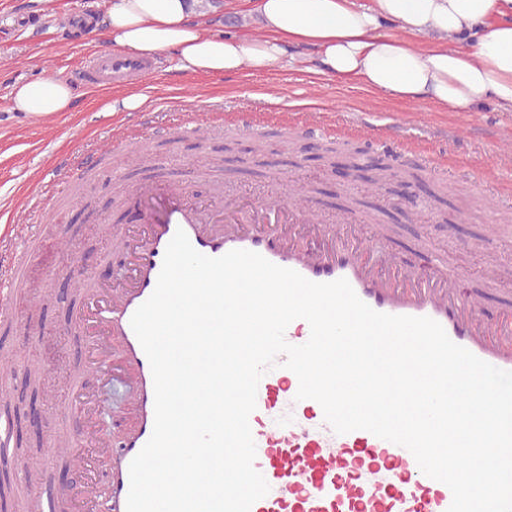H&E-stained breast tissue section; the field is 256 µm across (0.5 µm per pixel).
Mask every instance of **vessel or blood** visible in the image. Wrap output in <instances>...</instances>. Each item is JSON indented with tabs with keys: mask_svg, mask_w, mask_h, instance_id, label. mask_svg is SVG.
I'll list each match as a JSON object with an SVG mask.
<instances>
[{
	"mask_svg": "<svg viewBox=\"0 0 512 512\" xmlns=\"http://www.w3.org/2000/svg\"><path fill=\"white\" fill-rule=\"evenodd\" d=\"M151 70L147 60L100 53L81 78L94 87L112 88L140 82ZM138 207L145 216L138 232L122 225L109 230L125 256L118 281L96 282L79 256L68 259L67 279L80 292L68 332L82 347L79 368L69 380L71 400L81 414L94 410L96 396L89 382L111 374L108 348L117 336L137 414L135 427L120 440L111 441L104 431L97 434L101 451L117 460L106 473L102 494L93 485L97 474L84 430L68 428L66 449L88 480L83 493L70 494L71 512H127L130 463L151 438L155 421L152 370L131 319L153 294L167 246L180 230L196 251L209 257L249 250L313 282L346 279L373 310L431 318L455 344L512 371V309L499 319L483 318L464 273L449 270L432 255L402 263L382 233L362 242L354 217L317 224L288 209L273 190L243 224L236 205L211 206L193 184L168 180L146 183ZM40 231V225L30 224L25 234H10L0 256V319L15 323L28 342L39 329L19 320L12 296L36 256ZM285 361V355H278L274 366L264 370L249 416L254 467L269 485L250 512H448L450 488L427 476L406 447L366 430L337 433L318 402L297 399L299 381Z\"/></svg>",
	"mask_w": 512,
	"mask_h": 512,
	"instance_id": "1",
	"label": "vessel or blood"
}]
</instances>
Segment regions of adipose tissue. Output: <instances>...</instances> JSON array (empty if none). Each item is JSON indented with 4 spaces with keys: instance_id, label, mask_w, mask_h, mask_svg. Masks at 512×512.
<instances>
[{
    "instance_id": "obj_1",
    "label": "adipose tissue",
    "mask_w": 512,
    "mask_h": 512,
    "mask_svg": "<svg viewBox=\"0 0 512 512\" xmlns=\"http://www.w3.org/2000/svg\"><path fill=\"white\" fill-rule=\"evenodd\" d=\"M197 0H109V51L170 53L188 74L270 73L301 49L315 73L356 81L386 98L467 112L487 100L512 111V0H250L257 32L213 33L195 19ZM394 24L400 36L384 31ZM467 46H458L461 36ZM68 81L53 76L14 87L13 108L47 117L70 110Z\"/></svg>"
}]
</instances>
